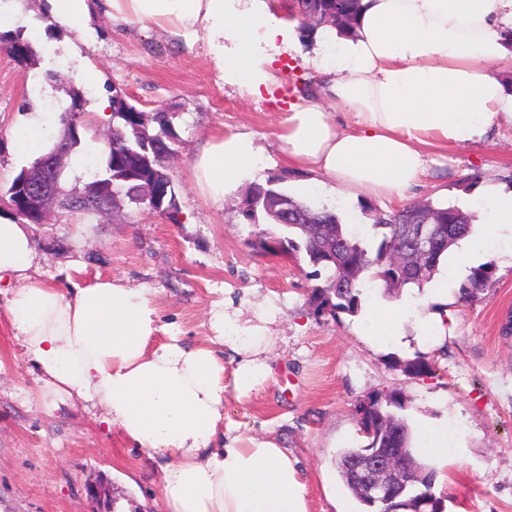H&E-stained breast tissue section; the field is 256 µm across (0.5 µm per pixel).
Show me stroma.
I'll return each instance as SVG.
<instances>
[{
	"label": "stroma",
	"mask_w": 512,
	"mask_h": 512,
	"mask_svg": "<svg viewBox=\"0 0 512 512\" xmlns=\"http://www.w3.org/2000/svg\"><path fill=\"white\" fill-rule=\"evenodd\" d=\"M14 29L50 54L24 66L0 49V185L28 162L15 150L12 128L66 101L73 86L84 90L90 113L102 96L116 93L147 112L165 109L177 151L176 220L146 210H126L116 221L52 211L46 224L31 229L43 278L65 286L117 277L148 286L163 322L177 323L191 340L205 335L207 309L221 296L232 297L245 320L260 307L272 310L277 378L242 399L226 391L224 406L241 433L274 438L299 458L309 512H335L330 495L345 488L334 456L367 443L356 406L394 387L406 399L418 448L427 447L430 427L447 439L445 512H512V338L500 332L512 312V266L498 261L499 254L512 253L511 239L479 252V259L495 263V280L477 298L449 299L453 324L443 345H411V352L434 358V375L408 378L390 362L395 348H374L358 335L355 315L317 314L304 258L251 247L258 228L242 217L239 196L226 198L219 211L194 183L196 152L208 138L230 131L250 133L266 149L254 182L279 175L278 114L320 92L312 66L281 57V85L251 96L219 80L201 43L149 22L117 24L103 17L82 36L47 26L38 0H24ZM49 69L60 73V81L33 95L32 80ZM434 157L414 200L476 211L487 181L512 182V129L500 128L479 145L437 149ZM8 297L0 282V512H157L158 462L144 460L108 432L101 409L43 392L12 337ZM94 487L100 498L91 497Z\"/></svg>",
	"instance_id": "35a3bbf8"
}]
</instances>
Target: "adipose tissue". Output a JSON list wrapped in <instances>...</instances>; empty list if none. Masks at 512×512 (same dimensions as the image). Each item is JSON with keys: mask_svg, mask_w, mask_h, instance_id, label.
Wrapping results in <instances>:
<instances>
[{"mask_svg": "<svg viewBox=\"0 0 512 512\" xmlns=\"http://www.w3.org/2000/svg\"><path fill=\"white\" fill-rule=\"evenodd\" d=\"M42 15L88 31L100 16L149 21L201 41L223 83L257 94L278 81L272 65L295 49L275 0H40ZM351 34L318 27L303 56L348 123L338 127L319 100L280 113L275 136L283 170H306L300 191L355 200H407L428 167L430 149L487 142L512 125V86L492 74L512 64V0H361ZM57 125L31 114L12 136L21 154L38 153ZM254 138H211L192 166L216 207L262 165ZM475 231L454 248L453 270L470 267L477 241L512 236V187L489 184ZM28 225L0 219V281L10 285L11 334L38 369L44 392L101 408L108 430L148 459L163 458L159 512H309L299 460L264 436L227 423L224 393L238 396L270 380L275 338L266 324L241 320L232 298L210 303L208 333L186 342L163 323L150 288L96 278L62 288L32 275ZM448 281L427 298L433 311L403 325L406 300L365 309L358 332L373 345L441 342L452 318Z\"/></svg>", "mask_w": 512, "mask_h": 512, "instance_id": "obj_1", "label": "adipose tissue"}]
</instances>
